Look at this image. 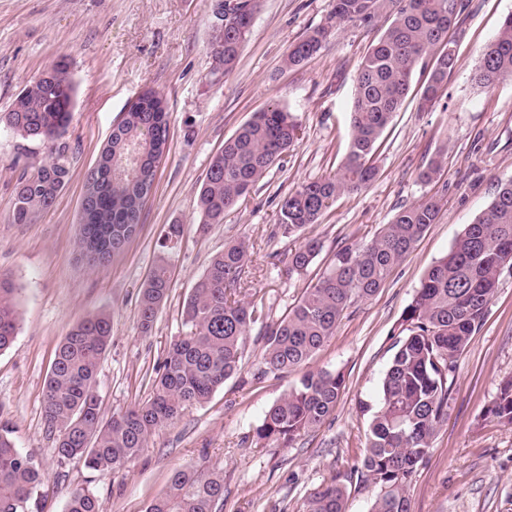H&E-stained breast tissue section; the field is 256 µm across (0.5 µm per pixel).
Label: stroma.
Masks as SVG:
<instances>
[{"mask_svg": "<svg viewBox=\"0 0 512 512\" xmlns=\"http://www.w3.org/2000/svg\"><path fill=\"white\" fill-rule=\"evenodd\" d=\"M211 0H0V113L43 69L59 59L75 85L68 138L69 179L53 206L31 223L12 210L17 178L46 155L44 145L0 127V272L19 288L20 320L12 346L0 352V425L18 449L46 472L41 512H64L74 487L89 489L102 512H145L174 469L203 463L223 468L220 512H303L308 493L329 472L353 469L363 457L380 381L393 355L406 307L428 268L466 224L512 178V79L483 90L472 82L480 50L492 41L512 0H469L457 37L458 63L431 111L407 97L383 135L377 176L357 194L336 200L319 223L286 237L279 203L301 184L335 173L349 150L350 104L357 70L387 24L334 27L322 49L286 67L290 48L327 22L331 0H255L250 32L229 75H212ZM161 94L170 134L137 234L103 266H89L78 248L85 174L113 127L142 92ZM279 103L292 113L297 140L255 185L247 200L207 233L197 230L198 189L211 157L254 113ZM442 158L437 177L420 179ZM433 196L436 224L370 299L355 302L310 361L313 371L343 373L334 414L293 447L257 444L267 409L296 387L301 372L257 378L263 322L284 317L316 282L341 244L376 237L401 207ZM183 235L163 246L169 225ZM308 239L323 248L304 275L288 271V254ZM251 254L247 297L263 311L247 339L241 370L211 398L156 432L126 468L99 472L59 458L43 418L45 383L57 345L72 325L106 310L112 340L96 393L105 415L151 392L149 378L182 333L183 306L194 282L225 243ZM166 262L170 293L153 329L139 328V293ZM512 378V268L504 269L481 328L459 358L448 419L430 458L416 467L411 512H512V426L488 409Z\"/></svg>", "mask_w": 512, "mask_h": 512, "instance_id": "obj_1", "label": "stroma"}]
</instances>
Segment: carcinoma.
<instances>
[{"instance_id":"1","label":"carcinoma","mask_w":512,"mask_h":512,"mask_svg":"<svg viewBox=\"0 0 512 512\" xmlns=\"http://www.w3.org/2000/svg\"><path fill=\"white\" fill-rule=\"evenodd\" d=\"M467 7L468 0H332L331 19L338 25L370 24L385 8L392 20L359 66L345 162L336 174L307 182L282 200V234L291 237L319 223L338 198L367 188L375 179L373 156L409 94L417 64L427 72L419 88V109H431L442 96L458 61L453 33L460 29ZM254 10V0L224 4V26L212 27V74H227L237 65ZM328 36L327 26L311 30L288 52L285 65L298 66L311 58ZM505 78H512V15L480 51L472 80L475 86L490 89ZM74 94L69 65L62 58L30 81L9 110L0 113V125L47 147L44 160L17 181L16 224H29L50 208L66 184L73 147L65 134L73 120ZM169 128V113L160 103L139 98L123 128L112 134V151L129 138L140 140L142 163L128 148L112 161V168L91 172L93 191L81 203L79 247L97 243V264L108 262L136 234L146 200L137 187L143 175L153 187L154 163ZM298 134L291 113L275 103L226 139L224 148L211 158L199 189L197 230L224 223V214L245 202ZM438 214L439 201L424 198L400 209L371 242L338 249L289 313L265 326L258 374L276 376L305 367L333 335L347 308L379 291ZM321 249L320 241L307 240L288 255V271L306 273ZM249 262L243 242L227 243L213 256L186 299L183 335L172 342L163 366L155 371L149 397L110 417L102 413L94 387L112 338L111 315L101 312L71 327L55 350L44 393V420L57 435L60 458H78L101 472L123 467L138 457L153 434L179 421L188 407L206 402L238 372L251 327L259 320L257 307L243 293ZM506 267H512V179L500 183L490 205L429 268L407 306L405 335L396 341L382 378L361 466L349 473L332 472L306 498L304 512H346L348 483L354 478L379 488L370 512H411L412 476L417 464L430 455L432 439L448 416L458 359L482 326ZM169 292L163 262L141 291L142 333L152 331ZM17 293L11 276L0 273V352L10 348L17 335ZM343 388L339 371L305 373L298 386L266 411L255 429L256 441L292 447L336 411ZM489 413L512 426V380L500 387ZM11 434L0 427V512H40L45 473L31 455L16 448ZM223 500V470L177 469L145 512H217ZM65 512H100V503L91 491L77 487L69 493Z\"/></svg>"}]
</instances>
